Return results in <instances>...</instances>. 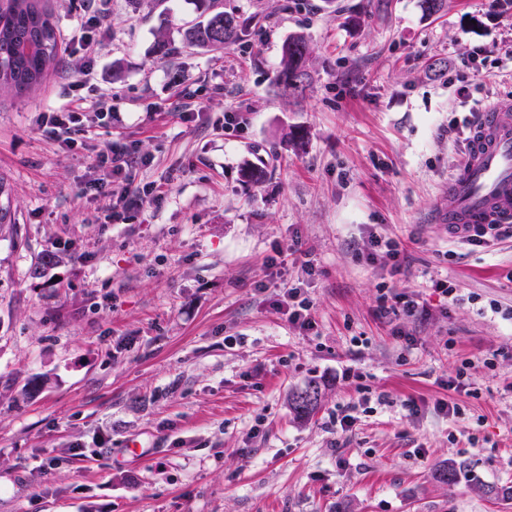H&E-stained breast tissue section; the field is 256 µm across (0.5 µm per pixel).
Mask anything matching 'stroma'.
I'll use <instances>...</instances> for the list:
<instances>
[{"label": "stroma", "instance_id": "1", "mask_svg": "<svg viewBox=\"0 0 512 512\" xmlns=\"http://www.w3.org/2000/svg\"><path fill=\"white\" fill-rule=\"evenodd\" d=\"M42 4L61 65L36 91L0 92V512H512L433 477L454 459L512 486V239L470 245L430 221L464 155L455 89L512 100V5L217 0L250 35L208 52L181 46L196 0H107L90 65L66 41L83 0ZM292 33L312 48L300 100L274 84ZM84 78L112 118L63 148L35 118ZM116 139L147 159L133 188L161 198L108 224L111 201L80 190ZM297 241L308 263L288 256ZM443 278L454 305L432 288ZM295 286L312 329L288 321ZM383 294L426 304L405 323L411 349L378 314ZM462 367L465 388L447 389ZM311 381L322 401L299 422L288 395Z\"/></svg>", "mask_w": 512, "mask_h": 512}]
</instances>
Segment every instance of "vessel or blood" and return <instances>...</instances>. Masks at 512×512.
Instances as JSON below:
<instances>
[{
  "label": "vessel or blood",
  "mask_w": 512,
  "mask_h": 512,
  "mask_svg": "<svg viewBox=\"0 0 512 512\" xmlns=\"http://www.w3.org/2000/svg\"><path fill=\"white\" fill-rule=\"evenodd\" d=\"M432 220L459 240L512 222V101L491 103L482 112Z\"/></svg>",
  "instance_id": "obj_1"
}]
</instances>
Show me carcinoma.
Listing matches in <instances>:
<instances>
[{
  "label": "carcinoma",
  "instance_id": "1",
  "mask_svg": "<svg viewBox=\"0 0 512 512\" xmlns=\"http://www.w3.org/2000/svg\"><path fill=\"white\" fill-rule=\"evenodd\" d=\"M199 20L181 29L185 46L191 49L217 51L245 40L247 24L234 14L216 9L215 0H197ZM57 26L40 0H7L0 8V91L22 94L33 91L47 75L58 67ZM310 47L306 37L293 34L282 46L275 82L298 98L309 80ZM320 401V387L309 383L291 398L294 417L305 421L316 412L318 405L307 406L306 399ZM433 478L450 487L461 483L478 487L494 498L512 501V486L485 487L467 464L448 461L437 469Z\"/></svg>",
  "mask_w": 512,
  "mask_h": 512
}]
</instances>
